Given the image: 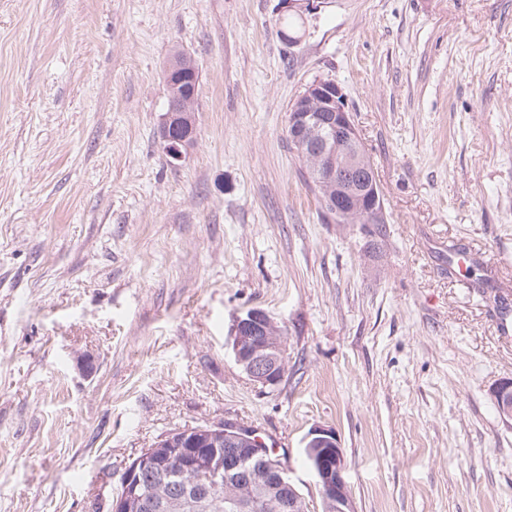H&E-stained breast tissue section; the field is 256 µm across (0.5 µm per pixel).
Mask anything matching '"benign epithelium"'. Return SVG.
I'll use <instances>...</instances> for the list:
<instances>
[{
	"instance_id": "7a95c632",
	"label": "benign epithelium",
	"mask_w": 512,
	"mask_h": 512,
	"mask_svg": "<svg viewBox=\"0 0 512 512\" xmlns=\"http://www.w3.org/2000/svg\"><path fill=\"white\" fill-rule=\"evenodd\" d=\"M280 13L297 14L306 20L314 10V0H279ZM175 99L164 116L166 133L163 143L166 155L179 160L189 146L186 137L174 133L177 124L194 127L191 106L197 86H180L168 82ZM288 135L317 160L316 176L329 186L332 214L336 219L353 218L368 224L385 219L384 203L378 186L374 164L347 108L341 87L330 80L309 84L293 102L288 114ZM232 349L237 365L263 387L277 385L285 370V352L277 323L262 309H249L236 316L231 327ZM500 413L512 418V381L502 383L495 391ZM180 443L190 448L193 456L204 455L208 475L237 487L244 495L238 508H255L259 501L255 491L260 485L286 489L275 500L277 512H303V498L288 475V468L261 466L268 455L265 442L256 432L235 424L201 426L193 434H185ZM304 451L314 462L312 473L321 490L323 512H354L345 478L343 453L336 432L316 426L304 439ZM158 465L156 451L141 453L127 468L124 496L113 503V512H135L143 507L139 496L142 479Z\"/></svg>"
}]
</instances>
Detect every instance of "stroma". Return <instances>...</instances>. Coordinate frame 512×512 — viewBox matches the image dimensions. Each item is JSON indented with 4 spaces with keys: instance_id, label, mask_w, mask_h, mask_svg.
Segmentation results:
<instances>
[{
    "instance_id": "stroma-1",
    "label": "stroma",
    "mask_w": 512,
    "mask_h": 512,
    "mask_svg": "<svg viewBox=\"0 0 512 512\" xmlns=\"http://www.w3.org/2000/svg\"><path fill=\"white\" fill-rule=\"evenodd\" d=\"M0 0V512H111L167 433L230 421L322 512L335 430L356 512H512V0ZM196 142L159 130L174 52ZM337 83L386 224L324 217L288 137ZM471 267L472 278L448 271ZM283 330L274 387L236 315ZM281 5V16L291 14H297L302 20V27H304L305 21H306V14L310 13L312 10L316 9V6L314 7V0H279ZM301 25L300 20L293 16L288 15L281 19L280 21V29H288V30H296L299 29ZM237 365L257 384L276 386L285 370V352L277 323L261 309L237 315L231 327ZM304 451L310 454L311 469L321 490L324 512H354L348 483L345 478L343 453L336 432L316 426L304 439ZM305 454L309 467L310 458Z\"/></svg>"
}]
</instances>
